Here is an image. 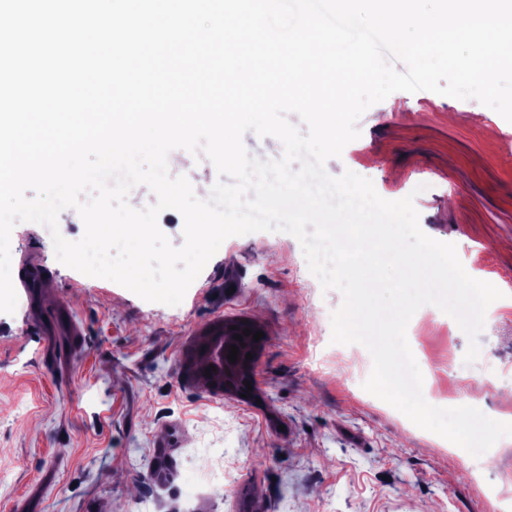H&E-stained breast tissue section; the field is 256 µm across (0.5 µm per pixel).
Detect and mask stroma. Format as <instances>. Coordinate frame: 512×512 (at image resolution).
I'll return each instance as SVG.
<instances>
[{"label":"stroma","instance_id":"1","mask_svg":"<svg viewBox=\"0 0 512 512\" xmlns=\"http://www.w3.org/2000/svg\"><path fill=\"white\" fill-rule=\"evenodd\" d=\"M358 139L325 169L369 178L388 200L405 182L430 237L454 243L465 270L502 291L485 316L479 355L437 307H421L407 339L425 384L512 423V123L474 99L396 92L358 120ZM38 245L43 283L20 287ZM14 313H0V512H493L512 493V436L480 457L414 425L351 384L359 344L331 340L343 297L323 289L299 240L255 232L225 240L177 306L60 263L43 225H15ZM59 331L43 345L45 315ZM249 319L266 337L258 399L211 391L191 351L214 322ZM210 431L233 474L206 482L193 449Z\"/></svg>","mask_w":512,"mask_h":512}]
</instances>
